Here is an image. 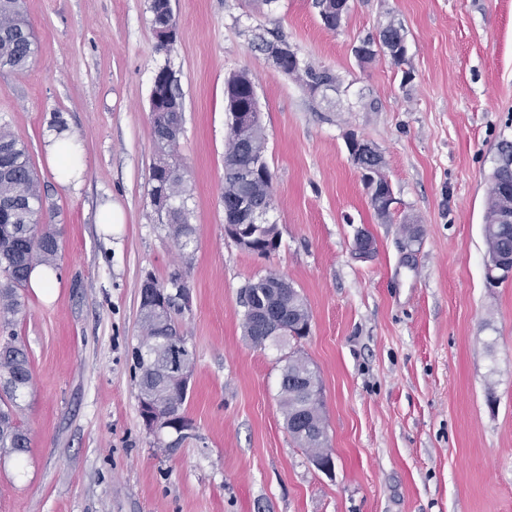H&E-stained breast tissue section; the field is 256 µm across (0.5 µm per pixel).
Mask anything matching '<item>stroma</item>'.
<instances>
[{
  "mask_svg": "<svg viewBox=\"0 0 512 512\" xmlns=\"http://www.w3.org/2000/svg\"><path fill=\"white\" fill-rule=\"evenodd\" d=\"M324 27L315 0H171L172 53L148 0H25L38 49L0 70V127L25 141L60 232L59 286L25 287L13 330L32 381L17 418L26 453L0 456V512H512V279L486 281L490 177L512 146V0H349ZM394 23L406 54L354 45ZM278 33L331 70L310 93L255 48ZM184 102L194 248L180 251L150 200V96L162 66ZM247 71L272 173L280 245L262 258L224 234L227 79ZM79 145L78 186L47 163L54 124ZM383 156L396 198L373 210L346 141ZM112 205L118 224L97 212ZM375 248L353 251L357 233ZM181 275L177 316L194 352L193 429L156 447L143 426L132 351L139 289ZM275 274L304 297L311 330L254 347L240 293ZM319 375L334 470H318L280 410L282 360Z\"/></svg>",
  "mask_w": 512,
  "mask_h": 512,
  "instance_id": "obj_1",
  "label": "stroma"
}]
</instances>
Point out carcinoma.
<instances>
[{
    "label": "carcinoma",
    "instance_id": "obj_1",
    "mask_svg": "<svg viewBox=\"0 0 512 512\" xmlns=\"http://www.w3.org/2000/svg\"><path fill=\"white\" fill-rule=\"evenodd\" d=\"M323 24L334 30L342 18L336 0H316ZM152 27H162L171 18L157 0H150ZM365 59L376 55V48L405 44L402 28L395 25L379 32L378 38L363 40ZM35 54L33 33L23 15V0H0V70L20 72L30 64ZM303 67L308 78L307 88L315 92L321 87H333L336 75L327 69L300 65L295 59H285L280 67L294 70ZM251 79L245 72L232 76L228 91L234 100L250 104ZM176 98L152 116L153 141L158 163L151 174V192L161 190L170 201V212L164 223L168 234L180 249L195 244V227L189 223L185 203H174L184 191L181 165L173 161L178 145L175 135L183 131L184 104L179 87L173 88ZM267 162L265 136L259 128L240 134L230 131L224 157V207L228 208L246 196L255 205L273 198L272 179L258 178L247 182L243 171L252 163ZM45 201L33 170L27 144L5 128H0V328L5 330L22 312L23 304L17 290L23 287L36 265L52 267L59 252L56 226L44 219ZM488 250L503 257H512V224H486L483 227ZM271 280L266 275L249 282L242 289L244 335L256 347L270 340L266 329L257 324L254 311L270 310L271 318L282 331L281 337L303 338L301 328L310 323V313L301 294L288 286V293L277 302L270 296ZM182 309L179 299H172L158 313L140 306L143 336L134 348L135 378L138 397L149 395L162 415L181 417L188 391L168 374L170 342H186L173 320L172 313ZM280 382V405L286 428L291 437L308 454L332 459L322 415L321 385L309 362L293 351L284 357ZM31 383L30 363L26 350L14 334L0 344V452L21 454L27 451L29 438L16 416L17 399Z\"/></svg>",
    "mask_w": 512,
    "mask_h": 512
}]
</instances>
